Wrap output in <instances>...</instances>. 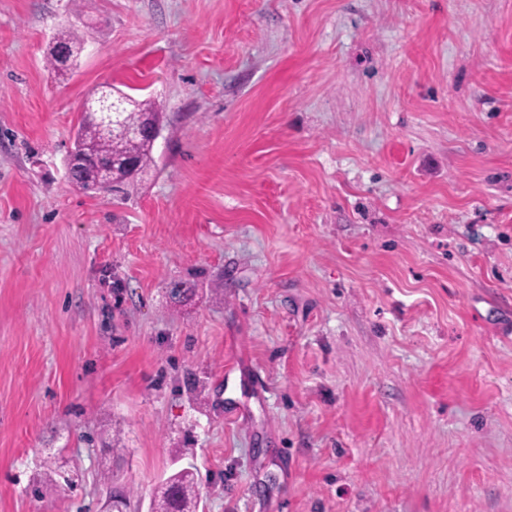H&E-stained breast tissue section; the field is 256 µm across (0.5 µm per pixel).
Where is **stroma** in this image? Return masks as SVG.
<instances>
[{
  "label": "stroma",
  "mask_w": 512,
  "mask_h": 512,
  "mask_svg": "<svg viewBox=\"0 0 512 512\" xmlns=\"http://www.w3.org/2000/svg\"><path fill=\"white\" fill-rule=\"evenodd\" d=\"M105 84L161 136L87 194ZM189 463L204 512H512V0H0V512Z\"/></svg>",
  "instance_id": "35a3bbf8"
}]
</instances>
